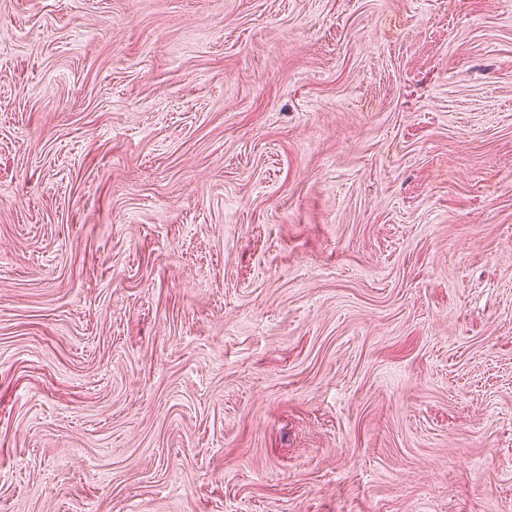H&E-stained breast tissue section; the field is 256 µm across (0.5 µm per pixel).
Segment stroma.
I'll return each mask as SVG.
<instances>
[{"label": "stroma", "instance_id": "obj_1", "mask_svg": "<svg viewBox=\"0 0 512 512\" xmlns=\"http://www.w3.org/2000/svg\"><path fill=\"white\" fill-rule=\"evenodd\" d=\"M0 512H512V0H0Z\"/></svg>", "mask_w": 512, "mask_h": 512}]
</instances>
